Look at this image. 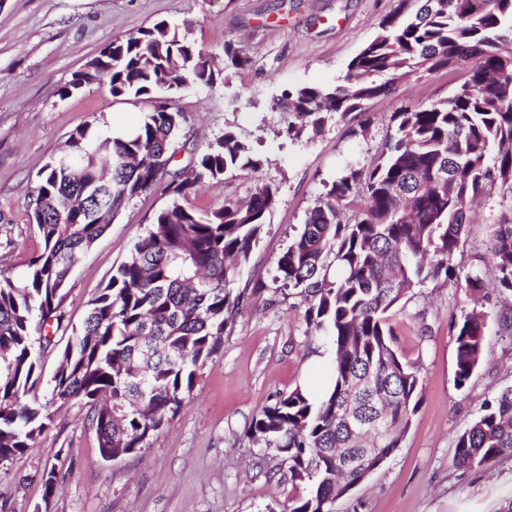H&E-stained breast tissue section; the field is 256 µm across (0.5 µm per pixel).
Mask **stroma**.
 <instances>
[{
    "mask_svg": "<svg viewBox=\"0 0 512 512\" xmlns=\"http://www.w3.org/2000/svg\"><path fill=\"white\" fill-rule=\"evenodd\" d=\"M397 0H0V273L14 276L40 252L30 221L38 174L76 129L135 127L152 110L149 97L116 98L105 84L88 83L68 97L60 90L112 40L161 20L187 25L196 42L222 55L234 40L250 58L230 83L190 88L177 98L185 120L173 167L192 150L233 129L265 161L260 173L228 172L204 188L194 205L223 206L248 198L262 182L277 186V203L238 285L254 295L221 348L197 371L194 387L172 423L149 447L104 461L86 407L59 408L37 444L0 463V512H265L305 492L291 478L283 454L250 445L244 431L261 407L295 387H313L309 360L328 344L310 341L305 307L283 296L276 260L315 206L326 181L348 161L370 162L386 135L389 116L403 107L448 97L461 83L441 71L398 83L394 93L369 100L363 114L331 116L302 142L284 134L278 100L296 86L340 83L349 61L379 30ZM377 116L368 136L357 135L363 116ZM162 192L132 199L105 233L77 258L61 311L66 324L41 358L46 396L69 329L79 327L88 302L126 259L155 213ZM512 206V194L494 190L477 210L463 266L488 255L486 230ZM486 303L493 357L459 389L454 323L471 311V295L455 284L415 289L395 312L399 352L419 367L423 402L400 448L384 466L336 501L335 512H506L512 505V458L481 468L453 463L456 434L480 416L486 399L512 385V337L501 335L505 310L497 289ZM64 474L52 496L50 469Z\"/></svg>",
    "mask_w": 512,
    "mask_h": 512,
    "instance_id": "1",
    "label": "stroma"
}]
</instances>
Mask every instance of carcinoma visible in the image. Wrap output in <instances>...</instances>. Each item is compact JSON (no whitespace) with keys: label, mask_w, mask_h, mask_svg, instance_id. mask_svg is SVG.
I'll return each instance as SVG.
<instances>
[{"label":"carcinoma","mask_w":512,"mask_h":512,"mask_svg":"<svg viewBox=\"0 0 512 512\" xmlns=\"http://www.w3.org/2000/svg\"><path fill=\"white\" fill-rule=\"evenodd\" d=\"M379 33L349 62L342 82L282 93L285 134L299 142L325 116L346 117L390 94L401 77L463 68L449 97L390 115L382 151L369 167L348 163L308 211L276 262L282 287L307 307L308 335L332 345V388L319 401L297 387L262 407L247 428L253 445L282 453L305 493L280 510L334 512L360 483L361 465H383L398 449L423 401L418 367L395 346L389 312L430 282L470 293L512 292V207L489 224L493 251L465 277L463 256L474 204L496 187L512 192V0H399ZM250 62L224 42L216 57L163 20L103 48L65 97L106 83L115 98L148 96L153 109L121 135L72 133L39 172L31 221L43 242L16 277L0 278V463L33 447L53 423L52 407H89L103 459L148 446L181 408L197 369L251 298L235 288L259 243L277 188L262 184L248 202L226 200L203 211L193 200L230 171L264 166L238 134L198 151L191 171H172L187 87L229 82ZM166 182L167 203L146 235L90 301L80 329L60 352L50 398H28L42 352L62 329L59 306L75 257L88 250L130 200ZM456 330L455 385L468 386L487 355L486 314L473 308ZM512 457V387L485 402L455 437L462 468Z\"/></svg>","instance_id":"1"}]
</instances>
